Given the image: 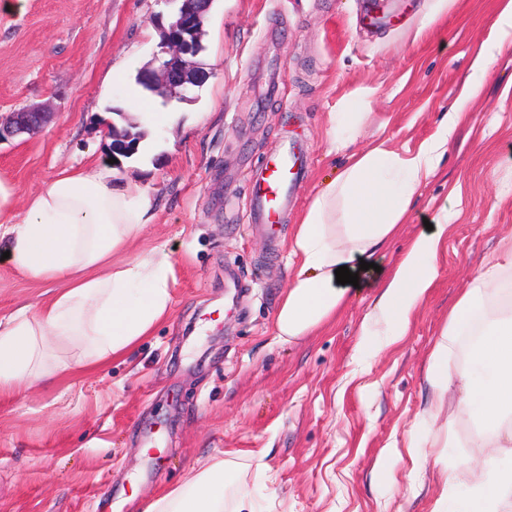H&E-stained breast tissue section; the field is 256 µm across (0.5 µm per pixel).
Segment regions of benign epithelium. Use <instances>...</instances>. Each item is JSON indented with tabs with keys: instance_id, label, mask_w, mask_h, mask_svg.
Returning a JSON list of instances; mask_svg holds the SVG:
<instances>
[{
	"instance_id": "7a95c632",
	"label": "benign epithelium",
	"mask_w": 512,
	"mask_h": 512,
	"mask_svg": "<svg viewBox=\"0 0 512 512\" xmlns=\"http://www.w3.org/2000/svg\"><path fill=\"white\" fill-rule=\"evenodd\" d=\"M213 0H180L168 25L157 24L160 51L139 73V79L150 89L163 86L187 98L192 87L205 76L196 57L202 50V18ZM46 106H32L0 117V143L22 134H34L47 123ZM112 154L134 155L139 142L132 129L112 127Z\"/></svg>"
}]
</instances>
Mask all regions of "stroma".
I'll list each match as a JSON object with an SVG mask.
<instances>
[{"instance_id": "stroma-1", "label": "stroma", "mask_w": 512, "mask_h": 512, "mask_svg": "<svg viewBox=\"0 0 512 512\" xmlns=\"http://www.w3.org/2000/svg\"><path fill=\"white\" fill-rule=\"evenodd\" d=\"M214 0L200 55L208 76L187 99L138 88L158 52L166 0H27L0 13V115L50 103L41 132L0 144V177L18 199L60 170L115 160L157 199L135 252H171L169 318L135 352L101 370L0 397V512H143L157 496L220 460L235 462L255 512H434L441 484L407 450L421 427L433 343L469 279L512 232V37L500 0ZM502 42L481 94L436 176L376 257L391 272L427 220L448 213L436 277L401 340L362 358L375 289L350 291L314 335L279 342L272 318L294 272L288 242L321 183L348 150H332L327 115L368 112L350 150L376 142L409 154L435 136L464 91L482 45ZM131 64L110 77L121 58ZM166 125L145 126L135 158H113L110 126L143 123L132 91ZM308 175L275 234L254 225L248 179L288 141ZM50 287L0 259V314L44 302ZM448 426L457 474L449 507L482 459Z\"/></svg>"}]
</instances>
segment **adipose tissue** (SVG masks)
<instances>
[{"label": "adipose tissue", "instance_id": "adipose-tissue-1", "mask_svg": "<svg viewBox=\"0 0 512 512\" xmlns=\"http://www.w3.org/2000/svg\"><path fill=\"white\" fill-rule=\"evenodd\" d=\"M464 114L452 108L438 134L412 155L384 144L347 155L336 178L320 189L295 224L289 244L297 269L273 318L283 341L310 335L343 305L347 286L338 267L357 271L385 250L409 214L420 186L436 172ZM156 200L132 188L114 169L93 162L61 171L24 205L0 179V252L29 278L53 284L37 310L0 314V395L35 389L129 355L165 320L174 268L157 246L129 256ZM446 217L419 233L396 268L377 286L373 313L391 340L404 336L410 315L437 276ZM503 259L474 274L437 338L426 372L427 442L438 444L449 408L465 412L468 443L483 449L472 469L465 512H512V236ZM484 328L466 361L449 362L462 330L475 317ZM236 470L220 461L151 502L146 512H224V488Z\"/></svg>", "mask_w": 512, "mask_h": 512}]
</instances>
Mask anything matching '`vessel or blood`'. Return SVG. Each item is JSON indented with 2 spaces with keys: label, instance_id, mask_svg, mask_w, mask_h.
<instances>
[{
  "label": "vessel or blood",
  "instance_id": "obj_1",
  "mask_svg": "<svg viewBox=\"0 0 512 512\" xmlns=\"http://www.w3.org/2000/svg\"><path fill=\"white\" fill-rule=\"evenodd\" d=\"M305 160L295 145L287 144L271 155L262 171L250 183L249 202L256 223L267 227L279 224L292 201V189L302 177Z\"/></svg>",
  "mask_w": 512,
  "mask_h": 512
}]
</instances>
